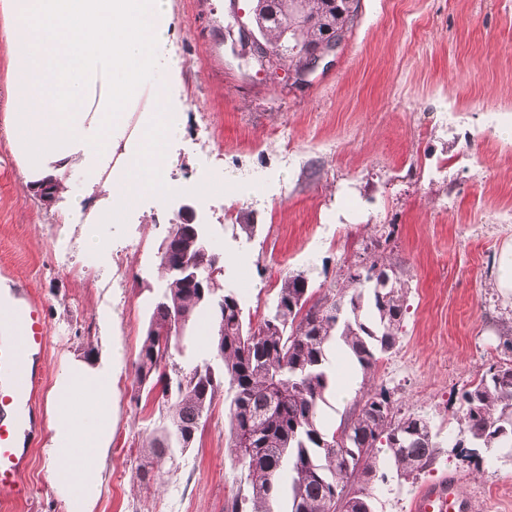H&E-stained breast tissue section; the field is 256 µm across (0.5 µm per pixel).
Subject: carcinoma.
Instances as JSON below:
<instances>
[{
	"label": "carcinoma",
	"mask_w": 512,
	"mask_h": 512,
	"mask_svg": "<svg viewBox=\"0 0 512 512\" xmlns=\"http://www.w3.org/2000/svg\"><path fill=\"white\" fill-rule=\"evenodd\" d=\"M306 22L289 21L260 30L265 44L288 53L291 43L318 45L326 35L349 28L356 8L345 0H304ZM165 280L152 303L149 326L134 366V381L159 391L166 409L162 424L144 449L140 478L155 481L175 448L192 447L222 395L229 399V447L240 469L231 512L249 502L252 512H275L290 494L291 512H372L380 454L398 476L415 479L433 464L437 443L428 421L400 414L390 392L372 387L361 410L335 430L320 418V402L329 388L327 348L339 342L364 375H372L381 355L395 348L403 322L408 284L381 255L370 264H354L338 291L313 297L302 271L281 280L269 311L257 322L245 319L239 294L211 278L209 296H200L187 278L170 272L160 256ZM390 274L392 286L378 288L377 273ZM370 291L363 293L365 284ZM202 316L214 361L185 369L168 368L177 322ZM464 443L484 448L512 447V364L492 365L460 398ZM352 427L351 465L343 466L326 447Z\"/></svg>",
	"instance_id": "obj_1"
}]
</instances>
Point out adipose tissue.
<instances>
[{"instance_id": "adipose-tissue-1", "label": "adipose tissue", "mask_w": 512, "mask_h": 512, "mask_svg": "<svg viewBox=\"0 0 512 512\" xmlns=\"http://www.w3.org/2000/svg\"><path fill=\"white\" fill-rule=\"evenodd\" d=\"M12 25L13 103L5 123L28 184L79 166L107 204L86 231L103 250L102 228L143 195L165 202L178 184L165 177L164 144L180 124L162 91L125 145L119 170H106L113 133L128 114L168 36L167 0H0ZM49 479L65 512H93L112 440V371L72 361L49 395Z\"/></svg>"}]
</instances>
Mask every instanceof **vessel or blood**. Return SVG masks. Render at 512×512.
Listing matches in <instances>:
<instances>
[{"label":"vessel or blood","mask_w":512,"mask_h":512,"mask_svg":"<svg viewBox=\"0 0 512 512\" xmlns=\"http://www.w3.org/2000/svg\"><path fill=\"white\" fill-rule=\"evenodd\" d=\"M47 343L48 326L42 305L27 290H0V404L12 408L10 419L0 421V512H13L32 496L23 472L37 427L33 405L37 363ZM485 509L483 501L461 496L451 477L422 487L410 503V512Z\"/></svg>","instance_id":"obj_1"}]
</instances>
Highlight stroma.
I'll use <instances>...</instances> for the list:
<instances>
[{
  "label": "stroma",
  "instance_id": "obj_1",
  "mask_svg": "<svg viewBox=\"0 0 512 512\" xmlns=\"http://www.w3.org/2000/svg\"><path fill=\"white\" fill-rule=\"evenodd\" d=\"M249 0H170L167 44L130 100L125 143L155 88L180 115L164 151L173 183L207 173L190 194L224 255L223 280L259 320L282 277L305 272L313 294L340 284L365 247L393 225L388 249L408 282L397 346L376 385L402 411L424 415L438 444L417 479L388 459L373 512H409L414 493L445 476L512 512V450L457 448L460 397L493 364L512 361V294L494 286L496 258L512 243V0H359L344 42L304 80L296 63L261 69L240 56ZM10 19L0 12V269L44 307L49 341L36 396L38 433L19 512H64L45 453L49 391L65 362L112 366V442L93 512H228L240 471L228 446L227 402L217 400L194 447L175 450L156 482L138 476L141 450L160 425L157 396L136 392L133 364L163 283L161 248L174 205L153 197L122 214L104 251L84 248L102 206L79 168L41 206L11 152ZM255 225L246 238L241 225ZM351 366L325 394L337 429L362 400Z\"/></svg>",
  "mask_w": 512,
  "mask_h": 512
}]
</instances>
